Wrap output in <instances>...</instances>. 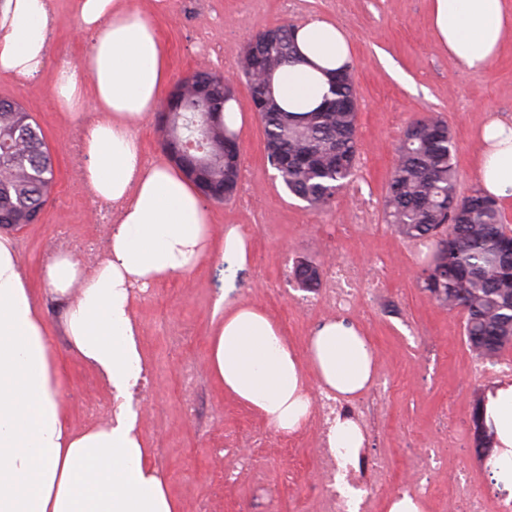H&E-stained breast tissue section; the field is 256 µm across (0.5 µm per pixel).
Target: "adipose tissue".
Wrapping results in <instances>:
<instances>
[{"mask_svg": "<svg viewBox=\"0 0 512 512\" xmlns=\"http://www.w3.org/2000/svg\"><path fill=\"white\" fill-rule=\"evenodd\" d=\"M91 42L79 61L52 57L53 0H0V73L21 85L51 72V93L82 132L76 180L108 210L109 246L96 263L69 252L42 269L46 292L65 301L69 347L93 367L111 397L107 419L75 428L62 397L43 304L28 284L15 240L0 231V512H180L151 459L133 400L147 366L133 307L156 283L193 271L215 251L238 267L246 238L230 226L215 238L197 186L173 163L144 154L138 129L156 112L169 79L168 50L151 15L133 0H73ZM431 30L463 69L481 73L512 38V0H431ZM297 63L274 85L291 112L322 103L351 60L349 34L335 21L298 24ZM477 181L512 201V119L478 128ZM208 370L226 394L277 431L312 415L310 382L347 399L376 378L375 352L345 321H328L300 360L262 310L225 298L215 307ZM494 452L487 465L512 483V383L482 400Z\"/></svg>", "mask_w": 512, "mask_h": 512, "instance_id": "ef3b65f1", "label": "adipose tissue"}]
</instances>
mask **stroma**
I'll list each match as a JSON object with an SVG mask.
<instances>
[{"instance_id":"35a3bbf8","label":"stroma","mask_w":512,"mask_h":512,"mask_svg":"<svg viewBox=\"0 0 512 512\" xmlns=\"http://www.w3.org/2000/svg\"><path fill=\"white\" fill-rule=\"evenodd\" d=\"M137 2L160 8L157 23L170 49L172 82L202 64L221 71L248 116L238 132L243 166L237 191L230 200L211 201L207 207L215 233H223L228 224L240 227L251 243L249 265L238 269L214 253L192 272L156 284L134 311L151 381L142 400L141 428L181 512H197L203 503L209 512H268L269 495L261 481L265 475L276 478L280 496L296 501L297 512H317L320 494L309 477L318 443L313 423H306L294 447L278 456L253 449L254 473L228 484L218 479V471L232 466L234 458H216V448L227 441H246L258 431L272 439L276 432L217 386L207 369V350L214 303L229 286L243 301L265 308L289 342L304 350L324 313L300 306L305 291L296 281H289L287 292L280 294L273 293L270 284L297 260L322 263L339 250L361 268L380 254L393 260L386 288L345 316L369 336L377 371L392 382L388 393L373 399L382 422L372 445L390 464L389 476L375 494V512H384L408 460L427 448L438 457L430 481L439 491L438 497L428 498L427 512H445L454 501L458 480L464 478L484 495L487 512H497L507 495L496 488L476 453L472 424L475 399L496 381L473 369L475 356L463 336V312L439 306L419 288L422 262L405 256L406 241L385 224L382 201L405 128L428 113L448 123L457 148L460 193L477 188L481 144L475 128L491 114L512 117V42L486 71L475 74L460 68L435 40L430 0ZM70 4L55 0L52 52L76 60L89 38L75 34ZM317 16L336 21L351 38L359 102L356 175L322 212L290 197L268 164L263 129L240 70L241 51L256 33ZM0 97L16 99L32 115L54 161L56 190L42 221L15 233L21 263L39 292L44 288L41 269L54 250L73 249L75 242L86 239L103 250L108 239L87 197L74 184L78 130L62 118L49 80L21 86L0 74ZM356 205L367 208L364 221L369 229L362 234L348 227ZM46 308L49 335L61 363L63 399L73 425L82 428L107 414L110 397L98 375L69 352L54 302H47ZM189 362L198 366V413L192 419L184 414L179 382L181 368Z\"/></svg>"}]
</instances>
